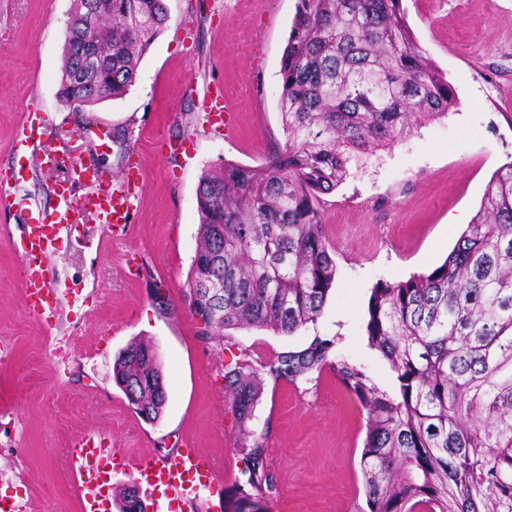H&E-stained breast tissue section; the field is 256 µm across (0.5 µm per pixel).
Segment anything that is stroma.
I'll use <instances>...</instances> for the list:
<instances>
[{
	"label": "stroma",
	"mask_w": 512,
	"mask_h": 512,
	"mask_svg": "<svg viewBox=\"0 0 512 512\" xmlns=\"http://www.w3.org/2000/svg\"><path fill=\"white\" fill-rule=\"evenodd\" d=\"M71 3L0 0V170L22 171L11 206L0 208V340L13 349L0 362V496L26 502L27 512H82L68 450L97 429L113 447L157 459L192 443L219 473L189 512H230L243 462L225 363L256 365L334 336L339 356L395 392V373L368 344V301L376 285L442 264L493 173L512 163V0H403L414 40L447 74L456 106L365 157L324 196L336 280L317 320L292 336L229 329L220 342L199 336L189 310L198 181L206 167L259 166L283 149L280 61L298 0H164L168 20L134 85L83 112L57 95ZM215 86L234 108V130L207 120L204 94ZM35 115L45 152L69 144L51 171L30 165L15 142ZM138 160L142 202L125 240L103 238L82 212L54 241L49 276L65 298L46 330L25 306L12 240L56 204L57 184L85 193L75 162L116 175ZM157 287L168 309L154 303ZM136 338L154 345L162 369L166 403L153 422L112 379L116 355ZM251 427L267 437L272 512H366V414L331 368L294 383L265 380Z\"/></svg>",
	"instance_id": "1"
}]
</instances>
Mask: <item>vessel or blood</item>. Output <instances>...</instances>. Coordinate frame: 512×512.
Returning <instances> with one entry per match:
<instances>
[{"mask_svg":"<svg viewBox=\"0 0 512 512\" xmlns=\"http://www.w3.org/2000/svg\"><path fill=\"white\" fill-rule=\"evenodd\" d=\"M18 141L29 150L33 163L46 170L55 166L56 156L39 152L30 127H22ZM78 175L88 184L86 193L75 201L60 198L57 207L40 223L27 225L19 244L13 247L25 269V304L31 313L47 324L56 317L61 301L57 290L46 278L49 244L53 236L63 224L69 223L73 213L79 211L91 212L105 232L128 230L137 201L136 190L145 178V168L141 165L129 168L115 177L82 165L78 168ZM120 465L128 467L146 488L161 492L171 512H182L183 507L190 503L195 480L208 481L216 475L211 460L190 447L158 462L123 454L113 448L107 436H80L70 444L69 467L81 486L89 491L85 512H106L111 497L107 478L112 469Z\"/></svg>","mask_w":512,"mask_h":512,"instance_id":"obj_1","label":"vessel or blood"}]
</instances>
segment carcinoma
<instances>
[{
  "instance_id": "carcinoma-1",
  "label": "carcinoma",
  "mask_w": 512,
  "mask_h": 512,
  "mask_svg": "<svg viewBox=\"0 0 512 512\" xmlns=\"http://www.w3.org/2000/svg\"><path fill=\"white\" fill-rule=\"evenodd\" d=\"M92 8L103 20L96 42L104 64L80 82ZM167 19L163 0H72L62 103L83 111L124 96ZM281 77L283 151L260 166L226 161L199 177L189 308L207 340L236 328L290 336L315 322L336 279L321 196L351 163L457 104L445 74L414 43L403 0H299ZM207 281L224 284L217 317L201 296ZM366 331L396 374L393 395L347 360H331L334 337L316 336L258 369L225 364L248 486L231 512H271L266 435L249 426L263 376L294 382L327 365L366 413L369 512H512V165L490 179L443 264L374 288ZM113 376L142 418L158 419L166 395L149 341L123 349Z\"/></svg>"
}]
</instances>
